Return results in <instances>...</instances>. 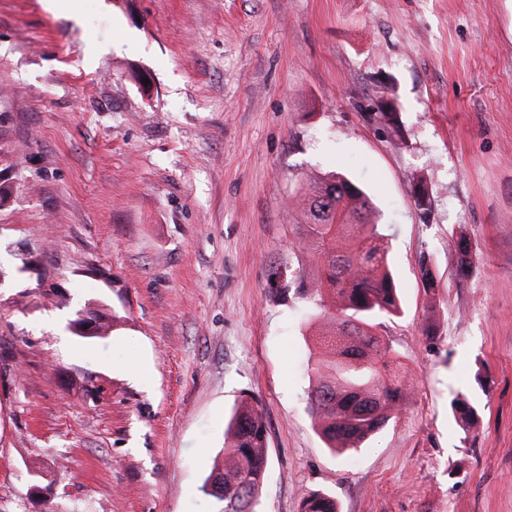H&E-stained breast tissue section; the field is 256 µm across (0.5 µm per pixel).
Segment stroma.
I'll use <instances>...</instances> for the list:
<instances>
[{
    "instance_id": "35a3bbf8",
    "label": "stroma",
    "mask_w": 512,
    "mask_h": 512,
    "mask_svg": "<svg viewBox=\"0 0 512 512\" xmlns=\"http://www.w3.org/2000/svg\"><path fill=\"white\" fill-rule=\"evenodd\" d=\"M335 172L379 208L388 372L412 386L339 456L306 400L317 326L277 295L302 259L290 198ZM91 312L112 328L77 336ZM245 399L258 512L316 489L341 512H512V0H0V512H216L200 487ZM455 273L459 278L470 276L476 267L477 255L473 254L470 244L460 238L454 244Z\"/></svg>"
}]
</instances>
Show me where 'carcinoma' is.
<instances>
[{
  "label": "carcinoma",
  "instance_id": "carcinoma-1",
  "mask_svg": "<svg viewBox=\"0 0 512 512\" xmlns=\"http://www.w3.org/2000/svg\"><path fill=\"white\" fill-rule=\"evenodd\" d=\"M299 212L298 249L307 257L280 289L289 292L324 325L329 343L315 359L307 391L308 409L327 447L334 452L357 449L402 410L408 383L383 371L395 350L381 332L382 318L401 312L398 289L389 270L388 236L376 224L369 195L340 174L305 180L293 195ZM455 273L470 276L477 255L460 238L454 244ZM420 274L426 293L439 287L430 260L422 258ZM76 333L96 337L111 320L78 317ZM453 414L465 421L478 415L463 394L451 402ZM224 463L216 466L201 490L221 504L218 512H257L268 473L267 430L262 410L239 404L225 434ZM301 512H340L334 496L317 490L306 494Z\"/></svg>",
  "mask_w": 512,
  "mask_h": 512
}]
</instances>
